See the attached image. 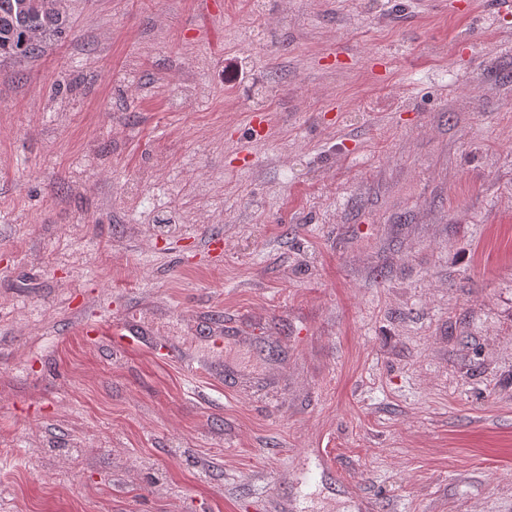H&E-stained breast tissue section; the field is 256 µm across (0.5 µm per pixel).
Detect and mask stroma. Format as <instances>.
Listing matches in <instances>:
<instances>
[{
  "label": "stroma",
  "instance_id": "obj_1",
  "mask_svg": "<svg viewBox=\"0 0 512 512\" xmlns=\"http://www.w3.org/2000/svg\"><path fill=\"white\" fill-rule=\"evenodd\" d=\"M64 12L0 60V512H512V0ZM111 322L99 318H83L80 320V328L86 336H98L104 327H109L113 339L119 343L128 346H148L150 333L147 329H137L133 324L124 320L113 324Z\"/></svg>",
  "mask_w": 512,
  "mask_h": 512
}]
</instances>
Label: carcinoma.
<instances>
[{"mask_svg": "<svg viewBox=\"0 0 512 512\" xmlns=\"http://www.w3.org/2000/svg\"><path fill=\"white\" fill-rule=\"evenodd\" d=\"M63 33L62 9L51 0H0V58L28 59Z\"/></svg>", "mask_w": 512, "mask_h": 512, "instance_id": "1", "label": "carcinoma"}]
</instances>
